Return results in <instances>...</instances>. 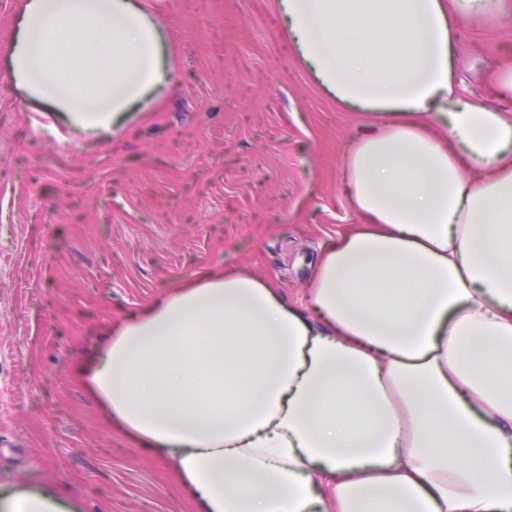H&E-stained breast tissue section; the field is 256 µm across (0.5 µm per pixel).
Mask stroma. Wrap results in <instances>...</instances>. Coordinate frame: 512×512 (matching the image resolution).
Instances as JSON below:
<instances>
[{
	"instance_id": "obj_1",
	"label": "stroma",
	"mask_w": 512,
	"mask_h": 512,
	"mask_svg": "<svg viewBox=\"0 0 512 512\" xmlns=\"http://www.w3.org/2000/svg\"><path fill=\"white\" fill-rule=\"evenodd\" d=\"M172 78L111 131L27 101L0 0V496L57 483L84 512H197L167 460L111 423L81 370L112 327L202 270L271 281L302 306L355 217L341 161L361 113L300 62L278 0H143ZM463 77L512 59V19L460 34Z\"/></svg>"
}]
</instances>
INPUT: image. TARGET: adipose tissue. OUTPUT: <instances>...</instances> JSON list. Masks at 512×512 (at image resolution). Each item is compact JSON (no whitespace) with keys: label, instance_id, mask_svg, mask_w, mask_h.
<instances>
[{"label":"adipose tissue","instance_id":"adipose-tissue-1","mask_svg":"<svg viewBox=\"0 0 512 512\" xmlns=\"http://www.w3.org/2000/svg\"><path fill=\"white\" fill-rule=\"evenodd\" d=\"M325 91L363 112L357 222L303 309L203 272L84 370L201 512H512V115L458 74V30L512 0H279ZM15 85L90 133L171 79L141 0H23ZM0 512H82L55 483Z\"/></svg>","mask_w":512,"mask_h":512}]
</instances>
